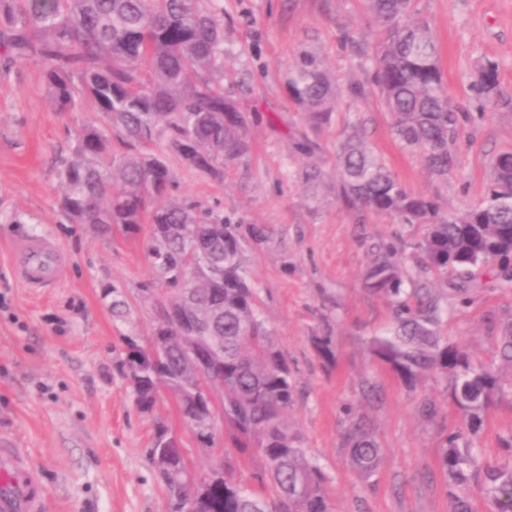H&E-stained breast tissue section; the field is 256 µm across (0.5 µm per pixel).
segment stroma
Masks as SVG:
<instances>
[{
  "mask_svg": "<svg viewBox=\"0 0 512 512\" xmlns=\"http://www.w3.org/2000/svg\"><path fill=\"white\" fill-rule=\"evenodd\" d=\"M229 58L224 92L259 115L249 127L250 154L227 164L215 183L178 171L180 193L220 202L231 223L269 224L271 241L244 245L247 272L262 311L291 364L297 390L291 419L308 456L327 477L332 512H454L439 467L442 435L459 417L445 382L403 387L375 361L364 342L391 321L390 308L363 283L379 242H418L425 227L344 207L338 199L336 152L358 127L366 143L404 187L431 198L440 212L462 214L482 202L491 162L512 151V110L470 108L471 80L484 59L499 65L500 87L512 93V0H414L440 49L444 83L465 107L448 148L447 175L428 173L420 155L402 147L392 117L377 95L351 98V83H369L358 49H371L377 27L364 0H222ZM322 58L339 94L330 124L316 127L297 112L283 89V71L299 51ZM74 123L55 111L36 69L0 71V444L17 449L42 486L41 512H169L168 499L147 450L156 423H165L187 451L190 468L208 470L217 457L198 447L174 398L149 412L135 404L120 361L126 337L147 344L156 297L143 293L155 274L140 240L101 235L60 214L55 155L68 152ZM314 145L295 152V140ZM311 163L325 177L302 184L293 173ZM53 236L67 261L54 288L34 293L14 279L10 259L18 240ZM117 286L131 304L127 320H113L102 288ZM442 330L472 358L497 366L494 339L512 322V287L487 283L472 303L442 295ZM331 328L336 362L325 366L313 334ZM432 400L435 421L418 407ZM372 421L381 454L375 475L362 481L346 451L345 406ZM512 431V393L489 410L476 445L497 465L512 463L501 442Z\"/></svg>",
  "mask_w": 512,
  "mask_h": 512,
  "instance_id": "stroma-1",
  "label": "stroma"
}]
</instances>
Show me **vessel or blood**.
<instances>
[{"label": "vessel or blood", "mask_w": 512, "mask_h": 512, "mask_svg": "<svg viewBox=\"0 0 512 512\" xmlns=\"http://www.w3.org/2000/svg\"><path fill=\"white\" fill-rule=\"evenodd\" d=\"M65 264L58 242L47 235L21 240L15 248L12 271L25 287H54ZM42 489L26 459L13 448H0V512H40Z\"/></svg>", "instance_id": "obj_1"}]
</instances>
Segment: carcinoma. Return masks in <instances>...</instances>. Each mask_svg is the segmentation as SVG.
Segmentation results:
<instances>
[{
	"instance_id": "1",
	"label": "carcinoma",
	"mask_w": 512,
	"mask_h": 512,
	"mask_svg": "<svg viewBox=\"0 0 512 512\" xmlns=\"http://www.w3.org/2000/svg\"><path fill=\"white\" fill-rule=\"evenodd\" d=\"M380 39L365 54L371 85L352 84L353 98L374 89L393 117L400 143L422 154L427 170L445 175L453 163L448 144L460 110L448 97L439 47L413 0H368ZM224 11L217 0H0V69L34 67L58 112L75 115L70 156L57 159L62 186L58 207L73 224L114 227L142 239L145 257L164 296L158 302L151 339L164 332L161 319L177 300L185 266L194 270V309L170 343L154 357L126 337L124 375L143 411L152 410L166 388L197 442L216 444L211 408L199 390L198 370L188 359L184 337L205 344L209 376L224 380V428L239 458L261 461L259 488L242 481L224 460L201 482L183 478L184 457L170 430L155 426L149 460L172 502V512H331L326 476L300 446L289 420L296 403L293 376L274 332L262 316L257 292L242 260V244L264 246L269 224H230L224 213L177 195V172L165 153L141 147L165 137L187 171L224 182V165L250 152L248 116L224 94ZM288 99L313 124L330 121L335 79L311 50L285 65ZM472 102L481 110L495 102L512 108L500 89L498 65L487 58L475 70ZM341 200L399 224H423L406 272L393 242L378 247L364 272L366 288L384 298L391 325L366 340L370 355L410 390L433 379L450 380V397L462 427L443 438L439 467L446 475L455 512H470L476 491L492 512H512V465L484 463L474 453L490 405L504 392L501 373L473 361L467 350L440 335L435 282L463 303L480 288L476 271L496 263L490 276L512 284V152L493 159V186L486 200L461 215L442 214L427 197L411 195L382 159L367 147L357 127L345 135L337 155ZM115 320L130 312L112 287ZM316 355L335 361L331 332L311 337ZM500 366L512 373V323L495 346ZM347 451L358 475L376 472L381 448L367 419L344 409Z\"/></svg>"
}]
</instances>
